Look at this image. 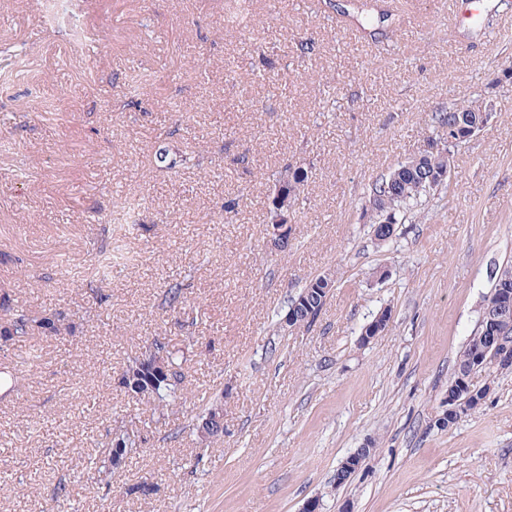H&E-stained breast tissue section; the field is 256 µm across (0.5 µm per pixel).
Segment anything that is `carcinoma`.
<instances>
[{"instance_id": "1", "label": "carcinoma", "mask_w": 512, "mask_h": 512, "mask_svg": "<svg viewBox=\"0 0 512 512\" xmlns=\"http://www.w3.org/2000/svg\"><path fill=\"white\" fill-rule=\"evenodd\" d=\"M478 104L470 103L455 107L453 112H435L431 117L432 135L430 139L435 141L442 138L445 128L456 123L463 122L466 116H475ZM187 161L186 154L179 151H171L165 147L159 148L154 153L153 168L156 170H173ZM448 168V157L426 153L422 162L412 168H404L397 165L389 173L384 174L372 182L368 189V202L371 203L369 224L375 240H380L381 228L377 227L385 220L390 224L400 223L401 209L415 203L421 196L427 194L431 184L441 185V179ZM309 180V171L305 167L286 166L274 179L273 197L268 212V224L288 223V212L281 209L279 201L289 200V206L293 207L299 201L301 188ZM141 203L136 200L125 199L119 202L112 214L114 224H134L139 214ZM136 260V254L132 252L124 238H117L107 248L100 251L98 266L102 273L112 272L114 267H124ZM333 286V280L328 276H318L311 280L307 287L312 289L308 300L301 303L296 309L298 325L311 326L326 300L327 293L323 289ZM73 332V326L66 322L60 314L43 315L35 317L32 313L14 304L7 296L0 303V347H8L36 335L60 336ZM153 342L158 344L155 354L166 362V371L142 370L134 374L124 370L120 377V385L136 401L150 407L152 413L164 415L177 400L182 398L184 391V373L181 370L183 361L187 360L185 351L175 349L163 339L155 338ZM492 364V352L488 351L484 359H477V340L471 338L456 360V372L467 373L472 376L475 372ZM207 422L209 438L206 442L216 444L224 438V413L219 405L213 404L198 414L195 424ZM139 447L138 432L125 426L113 429L104 450L105 461L112 467H119L126 462L131 454Z\"/></svg>"}]
</instances>
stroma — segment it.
<instances>
[{
    "label": "stroma",
    "mask_w": 512,
    "mask_h": 512,
    "mask_svg": "<svg viewBox=\"0 0 512 512\" xmlns=\"http://www.w3.org/2000/svg\"><path fill=\"white\" fill-rule=\"evenodd\" d=\"M334 2L247 0L246 23L225 19L224 0H82L95 44L83 54L31 0H0V44H23L30 62L26 78L0 82V293L76 326L0 349V367L22 377L0 388V512H302L315 499L320 512H512V369L473 374L489 389L481 408L436 423L491 271L512 261V90L500 85L512 7L379 0L390 25L363 31ZM142 68L157 77L130 96ZM50 71L57 84L42 82ZM477 96L493 98V120L375 242L371 182L422 151L431 112ZM160 138L199 162L147 174ZM289 164L310 179L279 252L266 212L271 176ZM125 196L143 202L136 265L71 271L66 259L110 242ZM320 275L335 286L319 316L283 327ZM385 308L386 330L360 344ZM157 336L191 348L184 398L86 486L111 428L137 412L119 378ZM213 401L224 440L209 446L192 419ZM372 448H358L350 454L336 472V485H342L363 465Z\"/></svg>",
    "instance_id": "stroma-1"
}]
</instances>
